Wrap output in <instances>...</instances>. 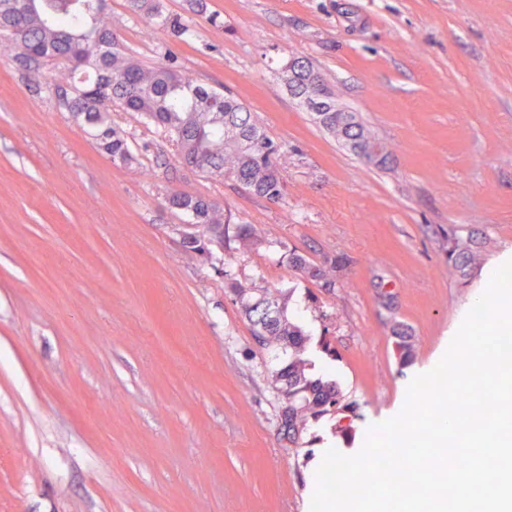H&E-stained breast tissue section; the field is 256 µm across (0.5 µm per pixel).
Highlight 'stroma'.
<instances>
[{
	"instance_id": "35a3bbf8",
	"label": "stroma",
	"mask_w": 512,
	"mask_h": 512,
	"mask_svg": "<svg viewBox=\"0 0 512 512\" xmlns=\"http://www.w3.org/2000/svg\"><path fill=\"white\" fill-rule=\"evenodd\" d=\"M165 0L179 40L107 0L121 43L233 92L288 150L282 199L177 163L116 112L148 176L59 111L0 49V512H310L324 452L357 453L447 351L481 270L512 248V0ZM310 61L391 146L382 165L328 134L279 66ZM218 202L263 245L186 247L172 192ZM478 260L456 265L449 239ZM343 260L326 292L289 262ZM291 293L307 357L359 417L281 430L272 371L229 284ZM414 336L399 361V332Z\"/></svg>"
}]
</instances>
